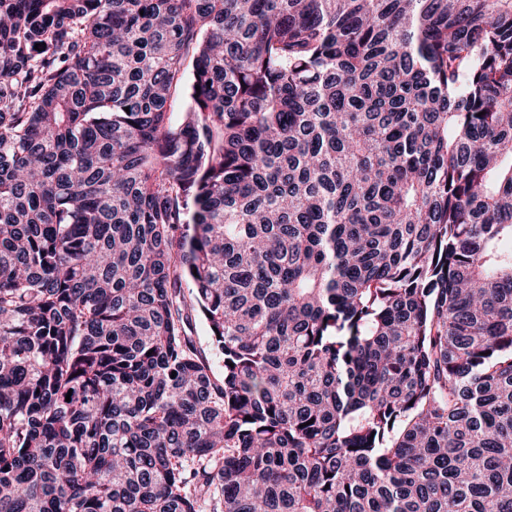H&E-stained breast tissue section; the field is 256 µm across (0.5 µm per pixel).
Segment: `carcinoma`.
<instances>
[{"instance_id": "cac0c4a2", "label": "carcinoma", "mask_w": 512, "mask_h": 512, "mask_svg": "<svg viewBox=\"0 0 512 512\" xmlns=\"http://www.w3.org/2000/svg\"><path fill=\"white\" fill-rule=\"evenodd\" d=\"M0 512H512V0H0Z\"/></svg>"}]
</instances>
